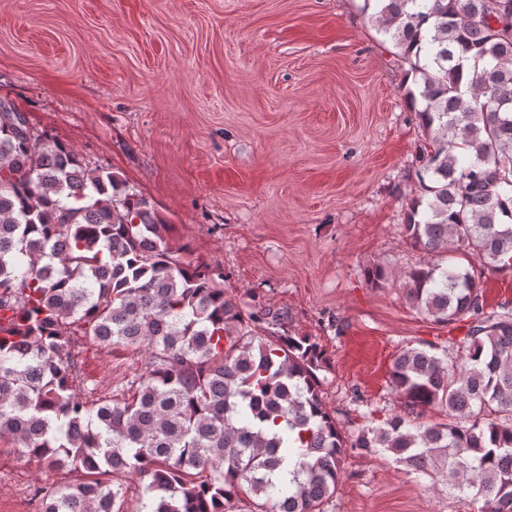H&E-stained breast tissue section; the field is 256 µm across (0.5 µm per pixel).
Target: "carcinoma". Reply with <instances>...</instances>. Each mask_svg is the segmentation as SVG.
<instances>
[{"mask_svg":"<svg viewBox=\"0 0 512 512\" xmlns=\"http://www.w3.org/2000/svg\"><path fill=\"white\" fill-rule=\"evenodd\" d=\"M407 65L424 143L401 233L424 254L402 278L411 307L467 322L455 355L395 357L403 404L346 438L326 409L307 336L224 297V275L169 247V224L117 175L0 111V439L82 474L40 491V512H327L349 452L389 456L477 512H512V310L480 276L512 272V0H364ZM141 354L124 401L81 396L69 328ZM443 414L439 422L430 413ZM475 275H481L483 299L488 310H500V307L512 309V273L491 272L484 266L482 259H471Z\"/></svg>","mask_w":512,"mask_h":512,"instance_id":"obj_1","label":"carcinoma"}]
</instances>
